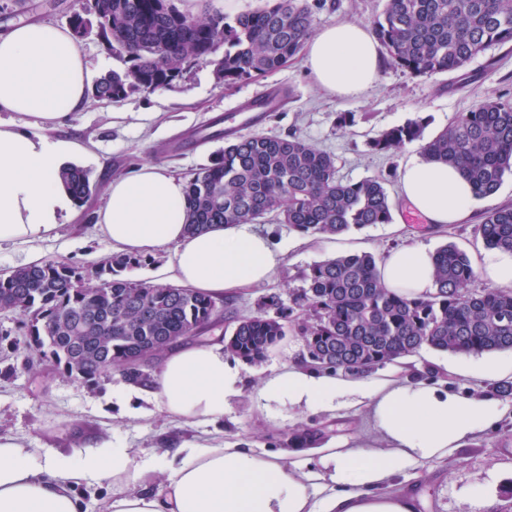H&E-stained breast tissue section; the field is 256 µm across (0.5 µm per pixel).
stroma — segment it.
I'll use <instances>...</instances> for the list:
<instances>
[{"label":"stroma","mask_w":512,"mask_h":512,"mask_svg":"<svg viewBox=\"0 0 512 512\" xmlns=\"http://www.w3.org/2000/svg\"><path fill=\"white\" fill-rule=\"evenodd\" d=\"M30 11H20L14 0H0V29L29 20L65 27L86 0H27ZM384 0H326L316 26L336 21L372 25ZM274 87L291 95L254 127L257 135L296 134L316 149L337 159L343 179L357 181L383 176L393 202L392 221L338 237H317L299 245V233L276 221L260 224L261 232L278 242H293L286 263L267 284L231 300L236 315L257 311L268 293L289 295L302 282L300 270L341 254L369 252L377 257L406 243L430 249L453 242L478 259L485 247L476 233L480 217L449 225L447 231H428L425 220L411 211L399 194L401 170L420 149L407 145L395 154H378L370 140L383 130L424 119L426 136L442 131L454 118L488 97L512 98V45L494 47L459 71L413 76L384 60L378 85L360 97L338 98L319 89L303 57L290 60L267 76L227 88L219 84L212 66L194 67L185 78L155 92H136L117 103L88 99L65 124L50 129L49 137L83 141L91 156L84 161L92 181L107 185L114 175L152 163L181 177L207 167L222 152L224 125L236 122L237 112L250 99L265 96ZM341 112L355 115V123L338 127ZM106 201L93 194L78 204V214L60 221L57 238L40 243L44 259H63L88 267L112 253L110 241L95 228L94 215ZM119 376L91 390L78 381L48 376L41 367L27 370L21 359L0 358V434H10L26 445L69 452L99 439L118 445L163 450L180 443L195 445L230 442L262 454L286 449L289 434L300 426L321 424L332 443L359 441L372 430L361 413L298 410L276 418L262 415L250 398L234 401L222 423L186 425L153 411L132 422L108 406ZM403 485L416 488L419 512H512V439L501 433L485 436L449 461L435 466L429 479L404 475Z\"/></svg>","instance_id":"stroma-1"}]
</instances>
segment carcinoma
I'll use <instances>...</instances> for the list:
<instances>
[{"instance_id":"obj_1","label":"carcinoma","mask_w":512,"mask_h":512,"mask_svg":"<svg viewBox=\"0 0 512 512\" xmlns=\"http://www.w3.org/2000/svg\"><path fill=\"white\" fill-rule=\"evenodd\" d=\"M309 0H265L232 17L193 15L177 0H88L70 29L97 25L125 68L101 77L98 100L119 102L184 78L191 67L214 66L227 87L272 73L294 59L314 31ZM93 19H88V16ZM392 63L414 75L462 69L496 45L512 43V0H385L374 21ZM224 53H219V50ZM420 143L428 159L457 167L480 197L494 195L512 174V100L485 99L431 139L420 120L382 132L378 153ZM59 178L78 202L99 189L86 170ZM303 235L338 236L392 220L387 180L339 176L335 156L295 134L226 139L213 163L186 182V228L262 221L269 215ZM477 232L490 250L512 254V204L484 214ZM142 259L113 254L91 268L64 260L23 266L0 276V305L24 317V345L0 336V352L36 354L50 374L96 388L112 373L144 388L173 346L207 342L222 332L224 350L256 367L286 336L299 337L315 367L364 374L422 349L470 357L512 350V291L474 287L470 255L450 242L434 253L435 292L396 293L382 283L380 259L347 254L300 273L301 291L285 306L280 294L261 297L259 310L225 325L224 302L166 283L121 276ZM323 427L295 430L290 448H314Z\"/></svg>"}]
</instances>
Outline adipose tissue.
Wrapping results in <instances>:
<instances>
[{"mask_svg":"<svg viewBox=\"0 0 512 512\" xmlns=\"http://www.w3.org/2000/svg\"><path fill=\"white\" fill-rule=\"evenodd\" d=\"M378 48L365 25L336 22L307 40L305 65L320 88L358 97L379 81ZM91 77L69 30L38 21L0 30V113L12 115L0 120V242L28 245L30 266L42 262L35 241L55 236L60 218L75 209L59 173L88 150L30 131L23 120L63 124L84 108ZM185 191V181L167 168L141 165L113 177L95 223L120 254L172 247L158 276L216 299L259 287L280 271L285 246L253 224L188 234ZM400 191L440 228L465 222L483 204L455 168L420 156L402 169ZM432 269L430 250L405 244L388 252L380 272L387 288L426 296L434 291ZM455 373L463 388L349 376L300 360L261 377L252 399L265 416L297 407L365 413L375 438L346 448L259 454L235 444L181 445L158 453L104 441L63 454L0 436V512H82L81 494L90 489L106 491L104 512H418L417 497L398 476L429 473L512 412L492 389L512 380V355L490 364L462 361ZM244 383L222 342L181 345L165 356L151 388L121 384L112 401L133 419L145 401L185 424H217L231 399L243 396Z\"/></svg>","mask_w":512,"mask_h":512,"instance_id":"ef3b65f1","label":"adipose tissue"}]
</instances>
